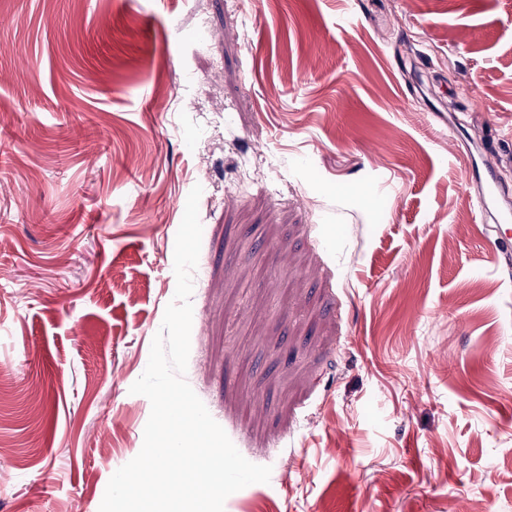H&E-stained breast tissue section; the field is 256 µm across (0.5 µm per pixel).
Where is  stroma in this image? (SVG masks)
Returning a JSON list of instances; mask_svg holds the SVG:
<instances>
[{"label": "stroma", "mask_w": 512, "mask_h": 512, "mask_svg": "<svg viewBox=\"0 0 512 512\" xmlns=\"http://www.w3.org/2000/svg\"><path fill=\"white\" fill-rule=\"evenodd\" d=\"M512 0H0V512H99L201 186L185 378L224 512H512ZM499 157L491 142H482L479 162L473 171L474 198L478 222L485 240L493 245L501 268L512 269V206L505 203L497 187Z\"/></svg>", "instance_id": "35a3bbf8"}]
</instances>
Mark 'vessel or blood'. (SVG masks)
Here are the masks:
<instances>
[{"mask_svg":"<svg viewBox=\"0 0 512 512\" xmlns=\"http://www.w3.org/2000/svg\"><path fill=\"white\" fill-rule=\"evenodd\" d=\"M498 163L497 150L491 142H483L473 171L474 198L484 237L496 248L501 268L508 271L512 269V205L498 192Z\"/></svg>","mask_w":512,"mask_h":512,"instance_id":"vessel-or-blood-1","label":"vessel or blood"}]
</instances>
